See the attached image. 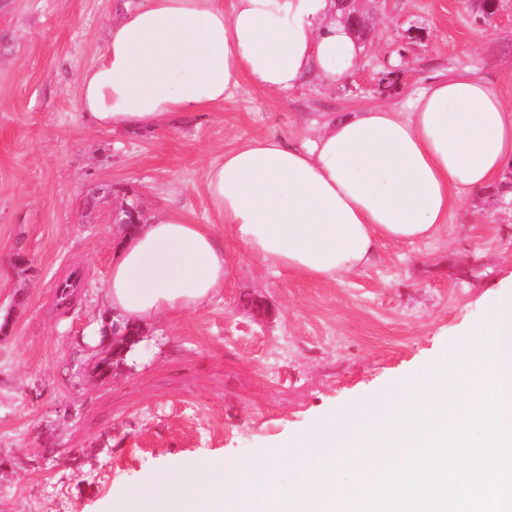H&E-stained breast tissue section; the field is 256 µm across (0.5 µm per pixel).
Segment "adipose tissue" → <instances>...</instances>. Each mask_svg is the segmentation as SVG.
Instances as JSON below:
<instances>
[{
	"instance_id": "adipose-tissue-1",
	"label": "adipose tissue",
	"mask_w": 512,
	"mask_h": 512,
	"mask_svg": "<svg viewBox=\"0 0 512 512\" xmlns=\"http://www.w3.org/2000/svg\"><path fill=\"white\" fill-rule=\"evenodd\" d=\"M362 51L336 0H137L81 73L79 104L95 128L154 130L222 106L245 78L278 99L311 77L342 82ZM510 161L512 104L470 67L397 105L321 113L298 139L256 134L205 170L223 233L171 209L122 229L79 347L106 350L127 326L209 304L231 274L228 238L282 275L360 271L384 244L433 238Z\"/></svg>"
}]
</instances>
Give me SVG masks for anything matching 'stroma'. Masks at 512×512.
I'll return each mask as SVG.
<instances>
[{
    "label": "stroma",
    "mask_w": 512,
    "mask_h": 512,
    "mask_svg": "<svg viewBox=\"0 0 512 512\" xmlns=\"http://www.w3.org/2000/svg\"><path fill=\"white\" fill-rule=\"evenodd\" d=\"M366 0L353 75L277 100L249 80L211 112L162 128L94 130L78 79L120 0H0V512H106L157 469L204 456L227 468L443 366L494 295L512 291V162L427 242L387 244L336 281L268 274L228 243L232 274L203 309L155 320L142 369L62 375L120 241L113 210L181 211L219 228L206 167L258 133L303 134L308 112L397 104L467 66L512 103V0ZM82 286L59 307L56 286Z\"/></svg>",
    "instance_id": "35a3bbf8"
}]
</instances>
